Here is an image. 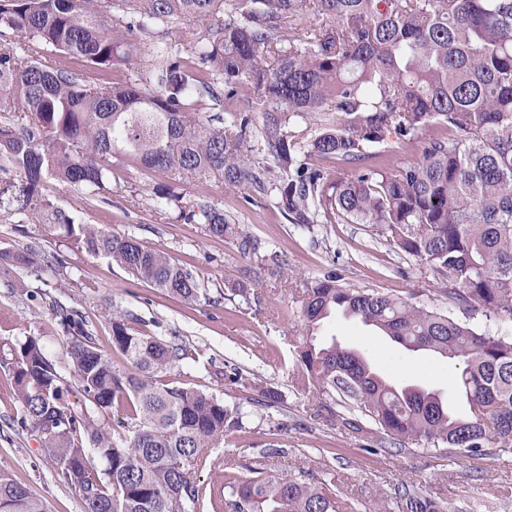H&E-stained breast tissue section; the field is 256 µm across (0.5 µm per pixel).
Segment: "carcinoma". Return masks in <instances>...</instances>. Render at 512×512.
I'll return each mask as SVG.
<instances>
[{
    "instance_id": "1",
    "label": "carcinoma",
    "mask_w": 512,
    "mask_h": 512,
    "mask_svg": "<svg viewBox=\"0 0 512 512\" xmlns=\"http://www.w3.org/2000/svg\"><path fill=\"white\" fill-rule=\"evenodd\" d=\"M309 15L322 23L296 33ZM205 19L183 44L177 24ZM8 31L22 41L0 43V112L12 115L0 122L1 218L34 219L190 305L207 298L197 274L132 235L76 223L43 195L44 181L96 194L115 158L179 183L214 177L272 191L302 228L369 224L441 276L449 304L482 311L484 326L327 274L304 283L305 327L339 311L410 351L461 360L468 410L397 387L358 351L310 332L294 348L298 389L337 394L349 413L339 420L357 431L371 422L386 450L512 449V0H0V35ZM120 67L130 74L117 79ZM206 100L217 114L201 120ZM417 141L421 161H394L392 145ZM338 164L349 178H336ZM185 218L233 239L244 258L260 255V240L208 200ZM55 313L61 355L28 336L1 348L0 363L13 373L21 427L39 436L83 512H337L331 472L312 483L257 463L200 485L196 472L216 468L209 449L242 430V410L159 382L189 357L179 338L144 335L113 310L112 349L127 363L118 369L78 312ZM114 410L127 421L112 433L102 416ZM399 502L401 512H444L414 489ZM0 512L47 506L0 470Z\"/></svg>"
}]
</instances>
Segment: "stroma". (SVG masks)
<instances>
[{"instance_id":"stroma-1","label":"stroma","mask_w":512,"mask_h":512,"mask_svg":"<svg viewBox=\"0 0 512 512\" xmlns=\"http://www.w3.org/2000/svg\"><path fill=\"white\" fill-rule=\"evenodd\" d=\"M170 173L127 164L112 168L109 189L92 194L82 188H60L46 182L43 193L83 224L131 234L145 246L168 253L193 267L209 297L194 305L171 298L138 281L104 257L80 251L70 242L47 235L42 224L0 218V251L27 260L0 268V343L35 336L49 353H57L64 333L55 307L80 313L109 353L115 367L124 358L112 350L109 312L118 307L136 319L135 327L151 336L179 337L190 355L166 374V381L213 394L246 411L245 427L231 441L212 448V457L235 465L263 463L276 474L307 471L320 477L332 471L340 496L355 512H383L396 504L394 490L409 486L444 501L446 512H512V451L482 459H439L420 452L387 454L371 451L370 433L336 425L334 398L312 397L291 384L294 338L303 330L302 283L327 274L339 284L377 290L395 298L424 301L458 319L482 324V315L449 308L442 283L422 261L388 244L369 225L336 222L301 229L280 213L272 196L225 187L217 179L184 183L180 206L160 205L155 191ZM208 199L231 215L288 266V281L271 288L267 270L257 259L244 258L233 240L206 235L201 222L178 219L179 207ZM67 263L56 273L49 262ZM243 294L230 291L233 283ZM322 343L337 341L358 349L387 379L443 392L451 409L464 403L454 388L461 372L455 361L431 352H411L358 319L336 313L313 330ZM224 380H216L215 371ZM241 374L239 383L229 378ZM281 394L267 421L258 417L263 388ZM9 368L0 366V470L43 499L49 512H82L77 492L55 481L39 438L19 425ZM284 452L265 454L270 441Z\"/></svg>"}]
</instances>
